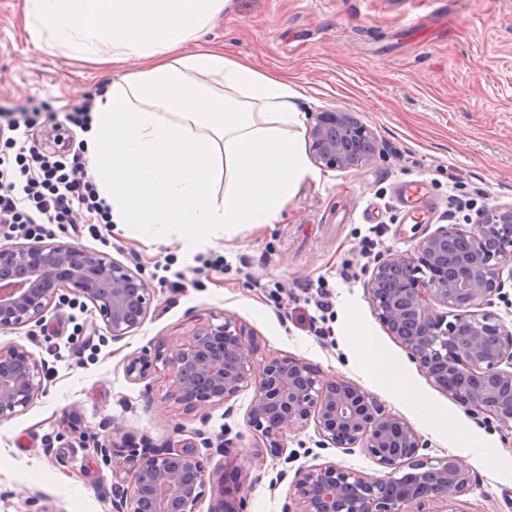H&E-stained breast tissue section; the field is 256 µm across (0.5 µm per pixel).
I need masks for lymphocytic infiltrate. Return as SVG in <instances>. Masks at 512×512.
Segmentation results:
<instances>
[{
  "mask_svg": "<svg viewBox=\"0 0 512 512\" xmlns=\"http://www.w3.org/2000/svg\"><path fill=\"white\" fill-rule=\"evenodd\" d=\"M21 121L0 124V228L36 236L49 224H69L76 210L111 221L89 173L84 147L63 161L23 144L17 132Z\"/></svg>",
  "mask_w": 512,
  "mask_h": 512,
  "instance_id": "f902f5d3",
  "label": "lymphocytic infiltrate"
}]
</instances>
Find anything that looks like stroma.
I'll return each instance as SVG.
<instances>
[{
	"label": "stroma",
	"instance_id": "obj_1",
	"mask_svg": "<svg viewBox=\"0 0 512 512\" xmlns=\"http://www.w3.org/2000/svg\"><path fill=\"white\" fill-rule=\"evenodd\" d=\"M21 6L0 0L1 109L46 101L62 112L111 80V71L35 48ZM205 39L300 90L303 123L324 110L353 113L383 155L321 170L277 223L237 224L192 246L160 224L130 235L85 212L49 225L55 240L106 252L138 272L154 297L141 326L120 340L91 305L74 301L43 325L0 331L1 346H23L45 364L42 396L0 424V512H112V485L125 472L103 463L97 448L227 429L241 434L246 455L242 512H282L290 483L277 481L276 458L247 425L253 388L189 413L171 398L163 370L141 381L126 375L129 359L171 353L199 318L215 314L245 327L255 362L291 356L354 382L412 425L428 455L458 458L473 483L457 512H512V429L477 423L432 383L383 329L366 293L378 260L409 254L440 226L469 225L484 207L512 203V0H233ZM25 134L61 156L80 138L62 115L38 119ZM320 279L331 294L324 311ZM356 322L441 420L369 378L354 351ZM317 441L310 426L284 445L299 466L377 473L362 451Z\"/></svg>",
	"mask_w": 512,
	"mask_h": 512
}]
</instances>
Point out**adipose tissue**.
Here are the masks:
<instances>
[{"mask_svg": "<svg viewBox=\"0 0 512 512\" xmlns=\"http://www.w3.org/2000/svg\"><path fill=\"white\" fill-rule=\"evenodd\" d=\"M232 0H23L33 45L112 80L81 137L99 194L124 231L169 225L192 245L235 224L276 223L319 175L302 147L300 98L199 39ZM370 377L416 409L424 404L362 326Z\"/></svg>", "mask_w": 512, "mask_h": 512, "instance_id": "adipose-tissue-1", "label": "adipose tissue"}]
</instances>
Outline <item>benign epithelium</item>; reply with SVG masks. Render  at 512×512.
Here are the masks:
<instances>
[{
    "mask_svg": "<svg viewBox=\"0 0 512 512\" xmlns=\"http://www.w3.org/2000/svg\"><path fill=\"white\" fill-rule=\"evenodd\" d=\"M309 153L331 170L376 160L372 131L341 109L314 114ZM512 262V204L478 213L471 227L441 226L413 252L377 263L366 283L376 318L402 344L434 384L485 422L512 423V331L491 310L504 298L503 268ZM88 301L112 339L138 328L153 292L109 254L68 242L37 240L0 246V331L40 323L56 299ZM443 307L439 312L436 307ZM201 319L189 343L172 351L131 358L127 376L143 380L160 362L172 381L171 397L188 411L224 404L254 388L249 428L271 455H283L284 436L314 425L321 448L361 449L380 467L367 475L334 462L296 469L295 505L284 512H450L472 478L454 457L422 453L415 428L385 411L361 386L327 378L294 357L262 363L242 343L244 328L228 317ZM45 368L24 347H0V423L24 412L43 394ZM240 436L215 441L183 439L156 445L130 441L126 479L112 489L114 512H195L204 497L210 457L224 470H242ZM218 512H237L244 483L219 477Z\"/></svg>",
    "mask_w": 512,
    "mask_h": 512,
    "instance_id": "7a95c632",
    "label": "benign epithelium"
}]
</instances>
